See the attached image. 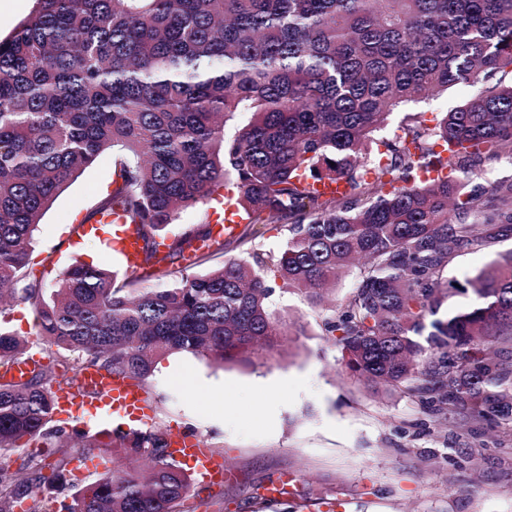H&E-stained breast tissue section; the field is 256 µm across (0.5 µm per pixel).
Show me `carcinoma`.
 I'll return each mask as SVG.
<instances>
[{"instance_id": "obj_1", "label": "carcinoma", "mask_w": 512, "mask_h": 512, "mask_svg": "<svg viewBox=\"0 0 512 512\" xmlns=\"http://www.w3.org/2000/svg\"><path fill=\"white\" fill-rule=\"evenodd\" d=\"M0 39V319L3 297L37 307L40 334L63 350L64 380L42 365L0 383V452L49 428L55 390L85 365L146 386L154 365L187 352L251 364L284 335L276 291L318 304L342 269L355 288L323 323L365 388L404 387L450 419L512 428V252L456 289L472 299L446 318L453 254L512 233V178L486 189L455 173L512 153V0H37ZM477 94L432 119L400 105L450 88ZM239 114L249 121L228 135ZM383 149L371 166L364 151ZM116 155L112 189L82 223L122 214L142 242L143 273L116 283L77 260L44 296L30 262L50 203L99 154ZM247 226L215 252L288 233L275 254L203 273L168 268L211 238L175 234L181 211L210 206L228 179ZM346 183L325 194L314 185ZM166 254L158 257V246ZM24 341L0 327V366ZM56 479L78 456L123 454L59 502L58 512H177L192 474L159 428L116 426L109 441L74 428ZM33 466L0 468V512H40Z\"/></svg>"}]
</instances>
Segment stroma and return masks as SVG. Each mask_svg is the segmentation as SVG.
Listing matches in <instances>:
<instances>
[{
	"mask_svg": "<svg viewBox=\"0 0 512 512\" xmlns=\"http://www.w3.org/2000/svg\"><path fill=\"white\" fill-rule=\"evenodd\" d=\"M114 158L100 154L45 211L34 233L32 257L45 272V288L80 259L124 276L105 233L79 236V220L112 188ZM512 250V236L455 253L449 283L464 285L497 254ZM360 266L349 267L328 302L312 306L278 293L271 310L290 328L264 349L256 366H221L202 356L175 353L160 360L147 381L150 412L140 423L117 422L106 411L87 420L53 416L57 428L89 434L159 427L197 436L225 465L221 484L194 481L187 502L196 512H512V431L455 423L426 410L401 390L374 394L347 375L341 353L323 335L334 305L355 287ZM8 326L27 345H39L47 363L62 353L38 336L33 307L15 303ZM57 439H23L0 453V467L37 465L51 475ZM298 476L295 495L271 501L266 486Z\"/></svg>",
	"mask_w": 512,
	"mask_h": 512,
	"instance_id": "obj_1",
	"label": "stroma"
}]
</instances>
